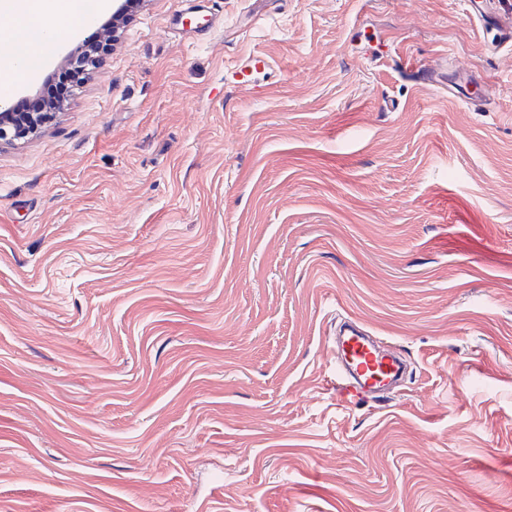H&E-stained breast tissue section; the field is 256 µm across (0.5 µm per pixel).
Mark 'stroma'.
Returning a JSON list of instances; mask_svg holds the SVG:
<instances>
[{
  "label": "stroma",
  "instance_id": "obj_1",
  "mask_svg": "<svg viewBox=\"0 0 512 512\" xmlns=\"http://www.w3.org/2000/svg\"><path fill=\"white\" fill-rule=\"evenodd\" d=\"M346 317L404 386L337 402ZM0 512H512V49L459 0H137L0 146Z\"/></svg>",
  "mask_w": 512,
  "mask_h": 512
}]
</instances>
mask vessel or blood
<instances>
[{"label": "vessel or blood", "instance_id": "vessel-or-blood-1", "mask_svg": "<svg viewBox=\"0 0 512 512\" xmlns=\"http://www.w3.org/2000/svg\"><path fill=\"white\" fill-rule=\"evenodd\" d=\"M486 28L493 48L512 46V15H503L500 0H467ZM336 392L346 400L359 401L383 394L406 376L407 365L354 322L336 332Z\"/></svg>", "mask_w": 512, "mask_h": 512}]
</instances>
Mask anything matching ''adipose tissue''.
I'll list each match as a JSON object with an SVG mask.
<instances>
[{
  "label": "adipose tissue",
  "instance_id": "ef3b65f1",
  "mask_svg": "<svg viewBox=\"0 0 512 512\" xmlns=\"http://www.w3.org/2000/svg\"><path fill=\"white\" fill-rule=\"evenodd\" d=\"M108 7L109 0H0V15L13 20L0 32L8 46L0 54V91L36 75L65 33Z\"/></svg>",
  "mask_w": 512,
  "mask_h": 512
}]
</instances>
